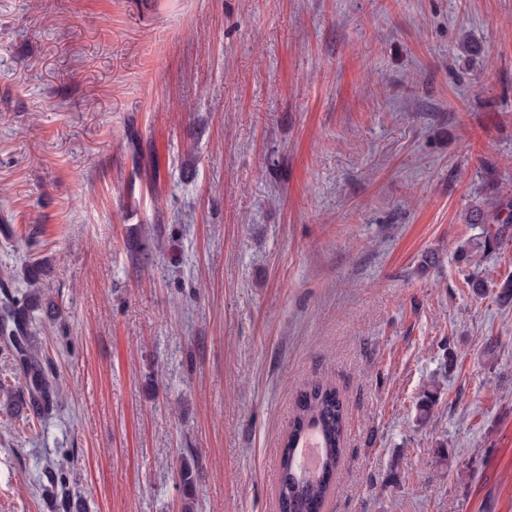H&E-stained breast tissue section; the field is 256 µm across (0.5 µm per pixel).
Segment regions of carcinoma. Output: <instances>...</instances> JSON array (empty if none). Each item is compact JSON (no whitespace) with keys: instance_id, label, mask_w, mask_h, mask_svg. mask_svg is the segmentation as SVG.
<instances>
[{"instance_id":"cac0c4a2","label":"carcinoma","mask_w":512,"mask_h":512,"mask_svg":"<svg viewBox=\"0 0 512 512\" xmlns=\"http://www.w3.org/2000/svg\"><path fill=\"white\" fill-rule=\"evenodd\" d=\"M472 224H484L483 235L473 247L499 246L506 238L504 233L512 226V200H496L495 206L478 212L470 219ZM36 270L27 277V287L12 293L4 291L0 299V336L17 350L19 365L25 376L23 392L13 393L0 384V394L6 395L7 406L26 411V417L38 423L50 419L57 411L59 399L56 375L49 372L31 331L34 313L42 307L43 294L38 286ZM438 400V391L423 393L417 403V420L424 423L432 415ZM315 432L323 448L322 464L318 474L308 477L296 463L298 448L309 432ZM346 439L345 404L339 391L329 383L313 382L302 390L293 416L281 439L277 501L279 512H320L325 499L333 489L336 471ZM69 458L51 462L44 477L52 488L66 489ZM183 512L194 508L192 469L186 463L180 472Z\"/></svg>"}]
</instances>
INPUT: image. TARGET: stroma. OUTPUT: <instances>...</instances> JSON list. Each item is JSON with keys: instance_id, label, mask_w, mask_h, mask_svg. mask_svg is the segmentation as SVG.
I'll use <instances>...</instances> for the list:
<instances>
[{"instance_id": "1", "label": "stroma", "mask_w": 512, "mask_h": 512, "mask_svg": "<svg viewBox=\"0 0 512 512\" xmlns=\"http://www.w3.org/2000/svg\"><path fill=\"white\" fill-rule=\"evenodd\" d=\"M510 197L512 0H0V280L43 268L62 388L0 411V512L64 453L80 512H182L187 461L195 512H278L311 382L323 512H512V244L457 252ZM314 431L323 448L322 464L315 477L304 475L296 463L298 448ZM346 439L345 404L329 383L305 386L281 439L277 501L280 512H320L333 489Z\"/></svg>"}]
</instances>
